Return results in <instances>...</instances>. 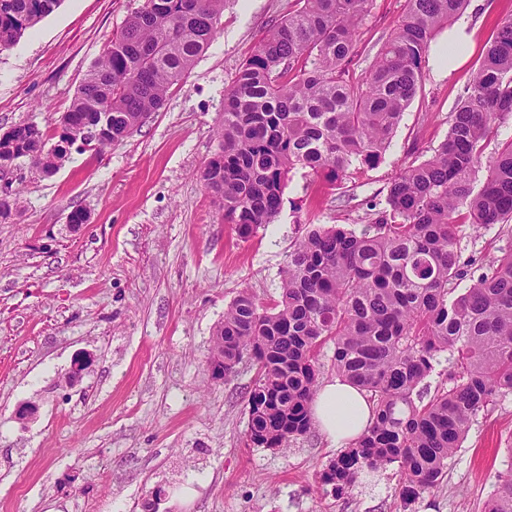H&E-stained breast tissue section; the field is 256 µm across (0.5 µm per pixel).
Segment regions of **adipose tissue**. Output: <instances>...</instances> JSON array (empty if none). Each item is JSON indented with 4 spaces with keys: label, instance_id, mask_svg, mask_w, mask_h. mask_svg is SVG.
I'll list each match as a JSON object with an SVG mask.
<instances>
[{
    "label": "adipose tissue",
    "instance_id": "ef3b65f1",
    "mask_svg": "<svg viewBox=\"0 0 512 512\" xmlns=\"http://www.w3.org/2000/svg\"><path fill=\"white\" fill-rule=\"evenodd\" d=\"M311 411L314 424L335 443L357 440L373 422L364 394L337 379L318 388Z\"/></svg>",
    "mask_w": 512,
    "mask_h": 512
}]
</instances>
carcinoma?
<instances>
[{"mask_svg":"<svg viewBox=\"0 0 512 512\" xmlns=\"http://www.w3.org/2000/svg\"><path fill=\"white\" fill-rule=\"evenodd\" d=\"M373 0H294L242 63L224 94L222 153L201 178L224 222L252 235L279 215L288 174L329 182L377 163L422 87V60L466 0H405L365 75L350 78ZM61 0H0V48ZM224 0H144L90 67L60 137L34 123L0 138V167L20 159L54 175L77 141L102 151L132 135L164 105L217 33ZM512 114V18L486 45L447 138L434 155L391 181L388 209L357 232L317 226L282 270L279 300L247 291L224 310V378L256 369L249 391L252 438L280 448L311 428L317 351L335 345L337 374L364 391L375 421L327 467L342 489L361 472L401 463L409 499L435 487L470 421L512 393V249L463 292L454 252L461 224L512 219V140L474 180L492 123ZM448 354V385L428 401L416 389ZM484 512H512V477Z\"/></svg>","mask_w":512,"mask_h":512,"instance_id":"obj_1","label":"carcinoma"}]
</instances>
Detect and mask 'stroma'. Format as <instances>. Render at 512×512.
<instances>
[{"mask_svg": "<svg viewBox=\"0 0 512 512\" xmlns=\"http://www.w3.org/2000/svg\"><path fill=\"white\" fill-rule=\"evenodd\" d=\"M144 0H62L0 49V132L54 127L89 67ZM373 0L351 66L361 74L402 13ZM293 0H226L215 39L164 106L103 152L72 151L46 177L13 174L0 218V512H481L512 474V394L480 412L440 484L412 501L400 463L337 489L340 455L318 428L288 446L247 443L255 375L207 370L214 328L249 291L278 298L281 271L309 225L359 230L386 208L392 178L446 138L512 0H468L455 22L471 44L448 77L424 81L381 160L328 183L294 170L274 223L241 238L200 178L219 150L224 92ZM87 223L68 224L73 209ZM512 248V219L462 225L459 288ZM86 366L70 374L78 360ZM36 408L19 422V406Z\"/></svg>", "mask_w": 512, "mask_h": 512, "instance_id": "stroma-1", "label": "stroma"}]
</instances>
